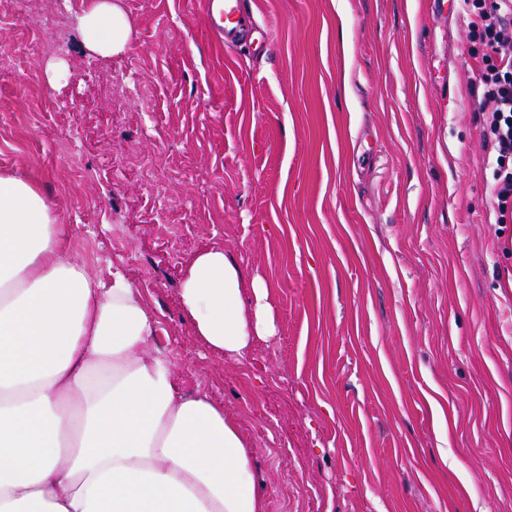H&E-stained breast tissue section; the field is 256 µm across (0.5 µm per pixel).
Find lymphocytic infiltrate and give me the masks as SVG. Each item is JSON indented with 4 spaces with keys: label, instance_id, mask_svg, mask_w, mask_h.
<instances>
[{
    "label": "lymphocytic infiltrate",
    "instance_id": "obj_1",
    "mask_svg": "<svg viewBox=\"0 0 512 512\" xmlns=\"http://www.w3.org/2000/svg\"><path fill=\"white\" fill-rule=\"evenodd\" d=\"M462 2L469 28L481 39L472 88L480 93L482 136L493 152L489 214L501 224L512 208V0Z\"/></svg>",
    "mask_w": 512,
    "mask_h": 512
}]
</instances>
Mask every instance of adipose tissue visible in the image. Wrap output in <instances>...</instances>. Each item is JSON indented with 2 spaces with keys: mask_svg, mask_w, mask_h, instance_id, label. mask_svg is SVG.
I'll use <instances>...</instances> for the list:
<instances>
[{
  "mask_svg": "<svg viewBox=\"0 0 512 512\" xmlns=\"http://www.w3.org/2000/svg\"><path fill=\"white\" fill-rule=\"evenodd\" d=\"M76 26L94 54L130 46L117 0ZM180 303L228 359L276 334L267 285L219 248L196 254ZM152 334L132 282L91 275L35 181L1 172L0 512H267L237 424L181 391Z\"/></svg>",
  "mask_w": 512,
  "mask_h": 512,
  "instance_id": "1",
  "label": "adipose tissue"
}]
</instances>
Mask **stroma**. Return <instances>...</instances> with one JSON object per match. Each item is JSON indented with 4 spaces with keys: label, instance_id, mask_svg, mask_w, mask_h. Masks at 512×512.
Instances as JSON below:
<instances>
[{
    "label": "stroma",
    "instance_id": "obj_1",
    "mask_svg": "<svg viewBox=\"0 0 512 512\" xmlns=\"http://www.w3.org/2000/svg\"><path fill=\"white\" fill-rule=\"evenodd\" d=\"M59 2L0 0V170L137 285L268 512H512V222L486 221L458 0H247L269 38L231 48L203 0H118L109 58L36 26ZM213 247L270 289L277 334L241 363L179 304Z\"/></svg>",
    "mask_w": 512,
    "mask_h": 512
}]
</instances>
